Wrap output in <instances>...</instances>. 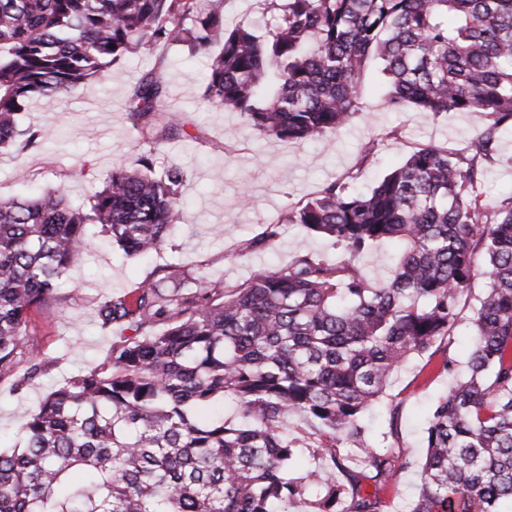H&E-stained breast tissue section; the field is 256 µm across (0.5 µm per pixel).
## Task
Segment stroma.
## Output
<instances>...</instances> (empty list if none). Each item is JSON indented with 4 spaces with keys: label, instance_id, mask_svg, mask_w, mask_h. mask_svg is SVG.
Instances as JSON below:
<instances>
[{
    "label": "stroma",
    "instance_id": "obj_1",
    "mask_svg": "<svg viewBox=\"0 0 512 512\" xmlns=\"http://www.w3.org/2000/svg\"><path fill=\"white\" fill-rule=\"evenodd\" d=\"M214 55L210 49L191 56L177 44L141 49L114 64L107 78L88 81L51 105L27 102L20 112L21 127L38 130L42 142L37 148L0 150V196L24 198L62 181L68 203L84 207L113 166L134 164L152 149L134 130L127 103L138 81L157 73L167 87L165 108L182 116L185 132L152 150L158 167L176 165L184 172L185 218L158 253L142 259L105 244L103 234L93 235L84 261L70 269L55 298L32 313L21 338L23 346L40 352L43 371L28 376L22 361L12 375L0 378V448H13L16 430L42 398L100 363L123 335V328L102 327L93 317L105 298L135 288L163 266L192 269L226 292L263 266L285 267L306 255L339 259L342 253L330 239L286 223L288 211L334 181L370 188L420 147L462 150L485 125L477 112L436 118L412 106L386 108L369 75L360 111L349 125L320 141L278 140L247 128L239 113L204 102ZM498 155L481 186L487 199L512 192V131L500 133ZM271 224L279 235L262 243ZM455 380L441 371L439 357H411L386 390L388 401L402 404L397 432H387L386 403L368 414L370 440L381 451L415 462L398 488L384 490L388 512H405L412 499L420 482L423 428L434 400Z\"/></svg>",
    "mask_w": 512,
    "mask_h": 512
}]
</instances>
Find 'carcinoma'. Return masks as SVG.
Masks as SVG:
<instances>
[{"label":"carcinoma","mask_w":512,"mask_h":512,"mask_svg":"<svg viewBox=\"0 0 512 512\" xmlns=\"http://www.w3.org/2000/svg\"><path fill=\"white\" fill-rule=\"evenodd\" d=\"M265 2L259 35L225 31L224 0H0V150L38 140L19 127L25 102L51 103L139 48L218 39L204 100L268 136L346 126L371 70L388 107L479 112L485 129L466 153L421 147L371 189L334 181L288 213L348 259L298 257L224 293L168 266L102 301L97 321L135 335L49 392L0 451V512H384L381 491L412 461L370 447L364 415L412 356L453 370L460 302L480 277L467 372L434 403L410 512H512V193L479 192L512 129V0ZM166 95L147 74L128 101L156 143L183 127L163 116ZM182 182L149 152L112 168L82 209L61 184L0 197V376L87 254L89 226L127 256L157 251L181 220ZM391 240L398 262L369 280L353 258ZM224 398L237 417L197 418ZM292 416L309 441L288 433Z\"/></svg>","instance_id":"1"}]
</instances>
